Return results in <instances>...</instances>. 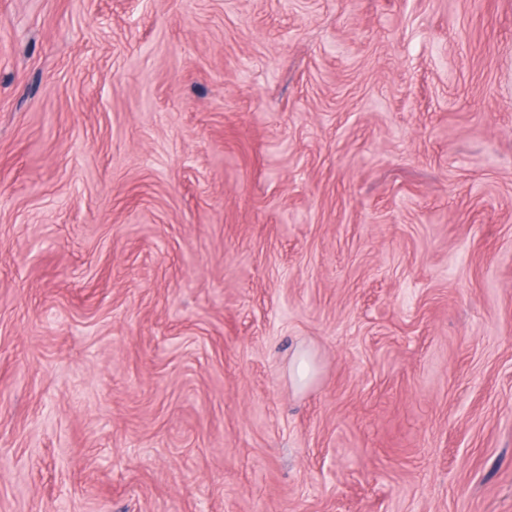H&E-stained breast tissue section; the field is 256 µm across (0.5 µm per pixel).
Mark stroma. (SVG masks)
I'll list each match as a JSON object with an SVG mask.
<instances>
[{"label":"stroma","mask_w":512,"mask_h":512,"mask_svg":"<svg viewBox=\"0 0 512 512\" xmlns=\"http://www.w3.org/2000/svg\"><path fill=\"white\" fill-rule=\"evenodd\" d=\"M0 512H512V0H0Z\"/></svg>","instance_id":"35a3bbf8"}]
</instances>
